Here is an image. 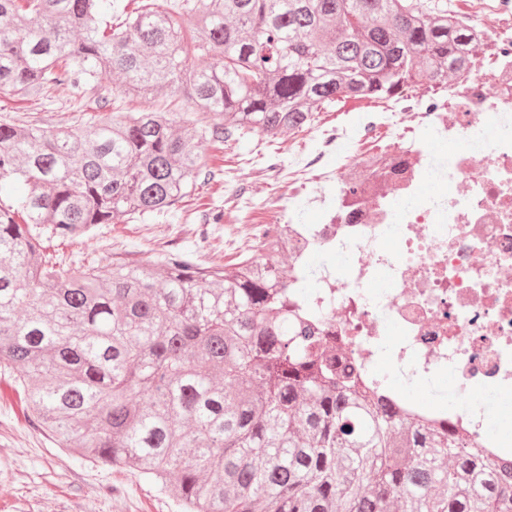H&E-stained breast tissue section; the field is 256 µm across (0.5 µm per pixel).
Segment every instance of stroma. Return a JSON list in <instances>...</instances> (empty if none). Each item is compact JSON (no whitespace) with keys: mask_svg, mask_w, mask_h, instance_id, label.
Masks as SVG:
<instances>
[{"mask_svg":"<svg viewBox=\"0 0 512 512\" xmlns=\"http://www.w3.org/2000/svg\"><path fill=\"white\" fill-rule=\"evenodd\" d=\"M121 84L115 74L96 88L79 90L63 83L38 101L0 91V122L77 123L91 114L112 111L118 101L124 102L126 111L139 110V102L123 101ZM254 146V141L243 142L214 160V177L199 181L196 190L179 203L177 213L96 225L60 244V258L104 262L124 250L142 258L161 250H190L200 263L236 262L235 251L224 247L223 228H215L206 244L199 233L209 212L224 207L225 170L255 159ZM12 386V373L0 370V512H179L170 494L141 476L92 464L57 448L23 416Z\"/></svg>","mask_w":512,"mask_h":512,"instance_id":"35a3bbf8","label":"stroma"}]
</instances>
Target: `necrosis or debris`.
I'll list each match as a JSON object with an SVG mask.
<instances>
[{"label": "necrosis or debris", "mask_w": 512, "mask_h": 512, "mask_svg": "<svg viewBox=\"0 0 512 512\" xmlns=\"http://www.w3.org/2000/svg\"><path fill=\"white\" fill-rule=\"evenodd\" d=\"M463 6L481 33L464 69L449 70L437 90L376 103L391 115L392 146H377L374 122L321 121L318 152L251 165L226 190L224 209L241 212L256 197L262 223L286 224V200L307 195L321 220L287 224L292 255L324 252L342 264L293 291L337 357L406 413L504 460L499 431L512 428V411L489 425L483 398L512 392V0ZM432 137L456 146L436 196L425 190ZM343 150L349 161L327 165ZM394 373L409 384L445 373L453 386L447 401L427 405L393 390Z\"/></svg>", "instance_id": "4bbe7bcc"}]
</instances>
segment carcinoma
Wrapping results in <instances>:
<instances>
[{"instance_id":"1","label":"carcinoma","mask_w":512,"mask_h":512,"mask_svg":"<svg viewBox=\"0 0 512 512\" xmlns=\"http://www.w3.org/2000/svg\"><path fill=\"white\" fill-rule=\"evenodd\" d=\"M190 13L195 28L176 24ZM448 0H0V90L39 100L117 73L186 112L0 123V368L60 448L131 469L181 512H512V465L401 415L336 357L265 249L232 264L49 252L91 224L170 213L205 146L271 142L348 102L434 88L476 40ZM211 115L208 122L197 113Z\"/></svg>"}]
</instances>
